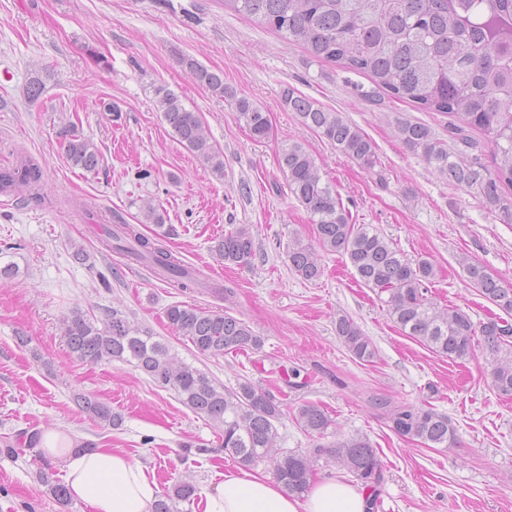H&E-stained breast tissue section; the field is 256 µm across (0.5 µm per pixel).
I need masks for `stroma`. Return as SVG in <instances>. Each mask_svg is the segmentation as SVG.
Here are the masks:
<instances>
[{
	"mask_svg": "<svg viewBox=\"0 0 512 512\" xmlns=\"http://www.w3.org/2000/svg\"><path fill=\"white\" fill-rule=\"evenodd\" d=\"M184 56L222 74L226 86L267 112L270 137L254 140L233 108L181 66ZM35 80L42 93L32 101L27 89ZM160 86L199 114L223 155V175L177 140L157 110ZM287 87L368 135L378 156L374 172L301 126L282 104ZM371 87L367 76L312 59L302 44L225 10L222 0H0V170L29 157L43 174L42 202L0 195V270L12 269L0 273V448L52 426L75 443L130 454L163 493L179 481L209 490L239 469L220 450L219 428L133 364L84 363L69 352L64 317L80 311L102 323L118 310L226 388L249 380L273 392L287 389L276 424L283 451L304 454L322 441L367 438L383 466L373 512H512V399L493 388L489 355L479 349L456 363L405 336L342 254L319 251L323 273L315 281L288 266L289 247L317 243L278 165L281 147L297 141L322 163L353 223L372 225L409 258L433 262L438 303L477 323L497 314L470 281L469 261L512 282V224L449 184L395 134L396 121L407 119L452 143L449 116L390 99L373 105L360 95ZM72 124L98 150L96 171L67 159L62 132ZM471 138L470 148L452 143L457 155L489 160L481 135ZM148 199L162 226L141 224ZM87 211L141 224L232 295L175 287L103 249L82 218ZM238 224L254 240L244 268L224 266L214 252ZM80 248L88 255L82 263L74 258ZM175 304L243 319L261 336V349L199 354L167 323L165 311ZM341 315L371 338L373 361L353 358L342 344ZM22 336L27 345L19 344ZM80 394L120 413L122 425L90 420L76 402ZM378 396L396 406L431 404L452 420L455 442L428 448L398 436L374 408ZM308 403L331 415L326 436L297 424L298 408ZM189 444L213 453L186 452ZM64 480L61 464L32 451L0 455V512H90L79 501H56L49 487Z\"/></svg>",
	"mask_w": 512,
	"mask_h": 512,
	"instance_id": "stroma-1",
	"label": "stroma"
}]
</instances>
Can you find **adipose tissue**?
<instances>
[{
    "label": "adipose tissue",
    "mask_w": 512,
    "mask_h": 512,
    "mask_svg": "<svg viewBox=\"0 0 512 512\" xmlns=\"http://www.w3.org/2000/svg\"><path fill=\"white\" fill-rule=\"evenodd\" d=\"M38 450L61 462L71 496L91 512H153L158 485L126 453L74 447L71 437L56 429L42 434ZM203 502L204 512H368L367 490L336 475L320 478L299 498L269 478L228 471Z\"/></svg>",
    "instance_id": "ef3b65f1"
}]
</instances>
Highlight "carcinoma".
Instances as JSON below:
<instances>
[{
    "mask_svg": "<svg viewBox=\"0 0 512 512\" xmlns=\"http://www.w3.org/2000/svg\"><path fill=\"white\" fill-rule=\"evenodd\" d=\"M224 8L303 43L318 61H334L368 76L373 88L360 91L363 97L384 91L423 110L448 113L456 119L452 130L457 135L478 129L491 150L489 167L449 152L424 125L396 122L397 137L410 149L421 151L428 166L454 186L475 191L498 209L503 221L512 223V199L502 194L503 186L512 187V0H224ZM180 62L199 85L230 104L253 139L269 138L272 128L267 113L225 86L222 75L189 57ZM156 98L179 141L211 164L215 173L224 175L223 155L206 136L198 114L165 87L156 89ZM282 101L301 125L318 132L364 170L375 171V144L340 113L324 109L292 88L283 90ZM64 145L73 165L87 172L96 170L99 153L90 140L67 130ZM278 163L288 191L316 224L319 247L347 256L364 285L387 294L384 303L397 327L453 361L470 356L475 346L482 345L493 359L492 386L499 395L511 397L512 323L494 317L476 324L459 308L438 306L428 297L434 265L426 259L411 260L369 226L350 223L337 190L302 144L282 147ZM41 177L40 168L31 161L1 170L0 192L33 194ZM103 245L151 265L181 288L232 294L224 285L189 272L132 224L120 225ZM215 252L227 266L250 264L254 243L249 228L239 224L224 233ZM288 265L305 281L322 275L316 250L308 245L299 243L288 250ZM467 274L485 298L512 315L511 283L488 276L477 264H468ZM166 318L202 355L224 356L262 346L261 337L244 320L226 312L176 304L167 308ZM63 333L68 349L81 361L133 364L160 387L174 391L192 412L221 428L224 451L242 465L269 460L289 493L306 491L315 459L307 454H280L274 422L282 416L281 400L269 391L249 380L235 389L224 388L208 373L178 360L166 342L116 311L101 326L74 311L63 319ZM336 334L356 359L369 362L375 357L372 340L351 318L336 319ZM78 404L100 423L111 427L122 423L120 414L94 398L82 396ZM375 407L387 416L397 435L428 448H446L456 438L448 415L432 407L393 409L387 399L377 400ZM295 419L304 431L320 436L332 425L330 416L315 404L301 406ZM314 453L336 459L366 487L374 488L381 480V460L363 437L320 445ZM195 495V486L182 482L156 501L154 512H174L177 502H189Z\"/></svg>",
    "mask_w": 512,
    "mask_h": 512,
    "instance_id": "carcinoma-1",
    "label": "carcinoma"
}]
</instances>
